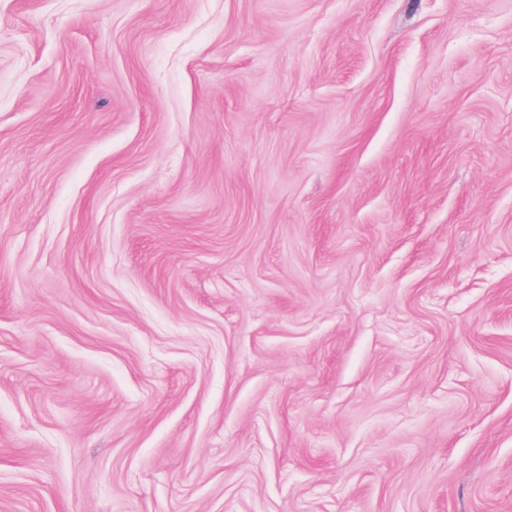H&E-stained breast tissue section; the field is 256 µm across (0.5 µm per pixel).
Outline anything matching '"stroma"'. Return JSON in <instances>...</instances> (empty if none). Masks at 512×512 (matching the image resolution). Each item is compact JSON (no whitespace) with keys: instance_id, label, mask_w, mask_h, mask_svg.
<instances>
[{"instance_id":"1","label":"stroma","mask_w":512,"mask_h":512,"mask_svg":"<svg viewBox=\"0 0 512 512\" xmlns=\"http://www.w3.org/2000/svg\"><path fill=\"white\" fill-rule=\"evenodd\" d=\"M0 512H512V0H0Z\"/></svg>"}]
</instances>
